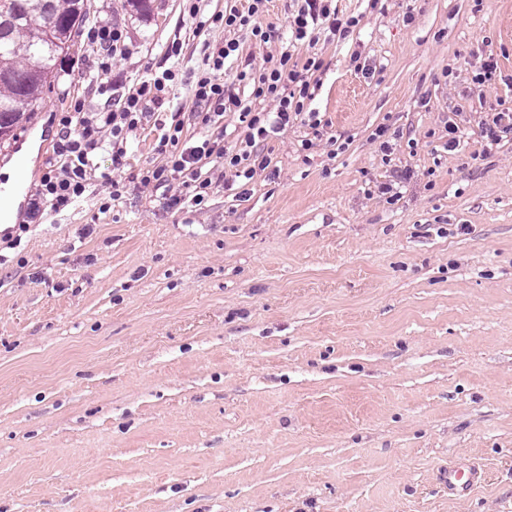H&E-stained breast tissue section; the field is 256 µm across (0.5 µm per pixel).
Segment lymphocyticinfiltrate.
<instances>
[{"label": "lymphocytic infiltrate", "instance_id": "f902f5d3", "mask_svg": "<svg viewBox=\"0 0 512 512\" xmlns=\"http://www.w3.org/2000/svg\"><path fill=\"white\" fill-rule=\"evenodd\" d=\"M200 2L182 0L187 19L200 29L230 32V39L206 46L200 65L190 71L181 64V43L172 41L167 47L170 66L141 81L125 95L106 81L116 62L129 52L122 28L105 20L84 27L81 36L93 51L89 69L94 75L95 90L105 102L92 112L77 109L58 113V138L29 200V219L0 230V241L7 248H21L32 219L47 211H68L93 183L102 187L99 211L107 213L126 191L122 172L129 136L144 128L151 117V106L162 104L179 86H189L196 105L202 106V125L232 112L237 114L246 136L234 145L219 137L206 136L189 144L183 139V120L179 113H172L170 124L162 126L154 143L156 161L145 164L135 175L145 192L179 183V190L165 197L168 208L188 202L199 206L207 201L213 174L206 171V164L222 166L245 186L257 171L270 164L269 157L260 151V144L296 123L312 129L314 137L322 136L325 122L320 113L305 109L314 95L307 75L322 68L320 58L311 55L300 61L289 52L277 57L270 55L261 65L242 66L236 73V87H229L223 80L227 62L239 50L233 33H245L264 44L277 36L276 26L261 23L269 0H248L245 10L208 17L203 15ZM357 23L356 17L339 14L336 0H292L287 17L288 30L298 43L346 38ZM103 149L112 152V170L108 173L97 170L96 157Z\"/></svg>", "mask_w": 512, "mask_h": 512}]
</instances>
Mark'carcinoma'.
I'll return each mask as SVG.
<instances>
[{"label":"carcinoma","mask_w":512,"mask_h":512,"mask_svg":"<svg viewBox=\"0 0 512 512\" xmlns=\"http://www.w3.org/2000/svg\"><path fill=\"white\" fill-rule=\"evenodd\" d=\"M85 15L84 0H0V141L38 107Z\"/></svg>","instance_id":"1"}]
</instances>
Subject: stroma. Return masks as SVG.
<instances>
[{
    "label": "stroma",
    "instance_id": "obj_1",
    "mask_svg": "<svg viewBox=\"0 0 512 512\" xmlns=\"http://www.w3.org/2000/svg\"><path fill=\"white\" fill-rule=\"evenodd\" d=\"M86 4L126 32L123 92L173 40L193 67L219 37L181 0ZM288 4L270 0L280 37H240L239 63L289 48ZM336 5L359 20L346 40L294 49L323 61L310 150L294 125L248 194L219 183L167 209L134 179L158 123L245 135L230 112L201 126L182 88L129 138L121 201L99 214L91 185L0 268V512H512V139L486 154L479 128L512 85L473 80L487 44L512 74V0ZM90 53L60 55L0 142L24 179L52 154L54 113L98 107ZM403 172L396 201L376 193ZM452 465L483 473L466 496L448 493Z\"/></svg>",
    "mask_w": 512,
    "mask_h": 512
}]
</instances>
